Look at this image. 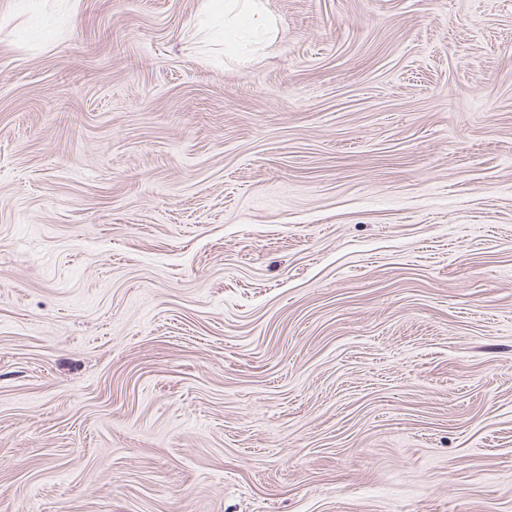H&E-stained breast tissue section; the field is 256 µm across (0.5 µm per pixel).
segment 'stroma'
<instances>
[{"instance_id":"1","label":"stroma","mask_w":512,"mask_h":512,"mask_svg":"<svg viewBox=\"0 0 512 512\" xmlns=\"http://www.w3.org/2000/svg\"><path fill=\"white\" fill-rule=\"evenodd\" d=\"M0 0V512H512V0Z\"/></svg>"}]
</instances>
